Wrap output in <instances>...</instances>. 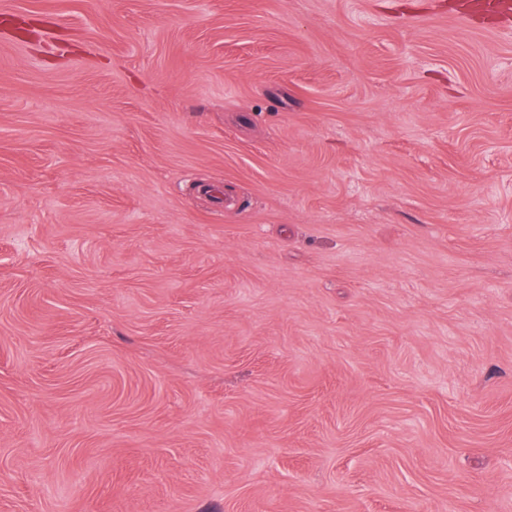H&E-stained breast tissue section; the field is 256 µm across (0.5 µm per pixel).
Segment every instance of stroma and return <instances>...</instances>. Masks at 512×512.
<instances>
[{
	"instance_id": "35a3bbf8",
	"label": "stroma",
	"mask_w": 512,
	"mask_h": 512,
	"mask_svg": "<svg viewBox=\"0 0 512 512\" xmlns=\"http://www.w3.org/2000/svg\"><path fill=\"white\" fill-rule=\"evenodd\" d=\"M0 0V512H512V17Z\"/></svg>"
}]
</instances>
